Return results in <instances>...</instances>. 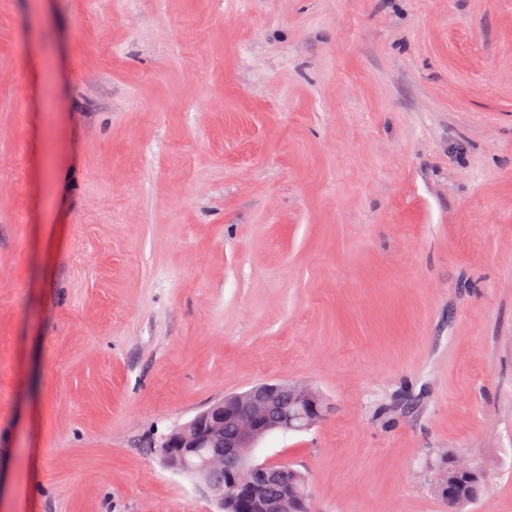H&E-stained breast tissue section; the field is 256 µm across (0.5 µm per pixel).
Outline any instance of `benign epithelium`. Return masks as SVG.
I'll use <instances>...</instances> for the list:
<instances>
[{
	"mask_svg": "<svg viewBox=\"0 0 512 512\" xmlns=\"http://www.w3.org/2000/svg\"><path fill=\"white\" fill-rule=\"evenodd\" d=\"M323 396L296 382L271 381L212 402L162 442L159 454L170 469L201 479L220 507L245 512L256 501L260 512H309V495H295V470L284 463H257L252 455L273 431L300 432L320 422ZM467 477L458 467L440 477L448 510L459 498L456 487Z\"/></svg>",
	"mask_w": 512,
	"mask_h": 512,
	"instance_id": "benign-epithelium-1",
	"label": "benign epithelium"
}]
</instances>
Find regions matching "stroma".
I'll return each mask as SVG.
<instances>
[{"mask_svg": "<svg viewBox=\"0 0 512 512\" xmlns=\"http://www.w3.org/2000/svg\"><path fill=\"white\" fill-rule=\"evenodd\" d=\"M268 380L313 512H512V0H0V512H218ZM325 412L323 396L306 385L264 382L212 402L173 430L158 447L159 454L173 471L200 478L222 510L234 504L244 512L258 498L260 511L255 512L312 511L306 489L294 494L296 472L290 465L256 463L252 455L267 434L308 430ZM202 448L210 452L200 456ZM467 462L471 461L463 458H448V466H466L472 468L474 471L476 478L465 482V485L462 490L463 494H466V492H468L471 489L480 488V491L476 495H464L462 498H460L465 502V504L462 507H465L466 505L470 504L469 501L473 498L477 497L480 500L484 496L488 484L486 473L483 467L481 466L483 470L482 471L480 469L464 465ZM467 468L456 467V469H449L448 476L446 473H442L440 482L446 487L445 495L448 497V511H453L455 505L459 501L456 494V487L463 481V478L467 477Z\"/></svg>", "mask_w": 512, "mask_h": 512, "instance_id": "stroma-1", "label": "stroma"}]
</instances>
